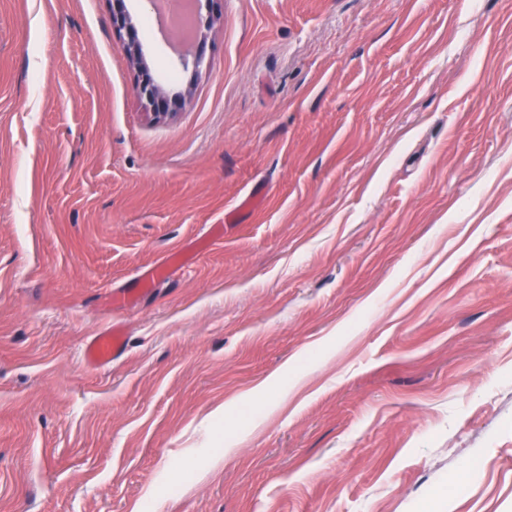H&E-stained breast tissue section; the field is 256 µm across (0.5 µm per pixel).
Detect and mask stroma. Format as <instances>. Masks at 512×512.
Instances as JSON below:
<instances>
[{
	"label": "stroma",
	"instance_id": "obj_1",
	"mask_svg": "<svg viewBox=\"0 0 512 512\" xmlns=\"http://www.w3.org/2000/svg\"><path fill=\"white\" fill-rule=\"evenodd\" d=\"M204 53L156 120L112 0H0V512H512V0H223ZM178 260L172 262L170 260L163 264L150 267L143 270L138 276V283L140 289L137 293L130 292H116L112 294V306L119 310H129L133 307V304L137 297L142 294H146L155 288L160 282L169 279L176 269L183 266L186 259L181 257V254H177ZM125 336L122 328L113 327L112 330L94 336L85 346L86 360L97 367H107L124 350Z\"/></svg>",
	"mask_w": 512,
	"mask_h": 512
}]
</instances>
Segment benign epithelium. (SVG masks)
<instances>
[{
	"mask_svg": "<svg viewBox=\"0 0 512 512\" xmlns=\"http://www.w3.org/2000/svg\"><path fill=\"white\" fill-rule=\"evenodd\" d=\"M116 9L112 14V24L121 38V47L124 53L140 68L142 81L139 84L138 93L145 102V107L151 110L155 119L172 115L180 101L178 98L167 96L160 86L151 78L145 62V53L139 29L133 22L132 16L123 10L121 0H115Z\"/></svg>",
	"mask_w": 512,
	"mask_h": 512,
	"instance_id": "1",
	"label": "benign epithelium"
}]
</instances>
